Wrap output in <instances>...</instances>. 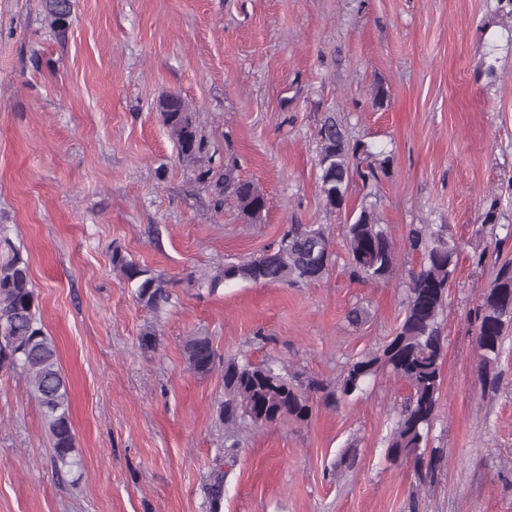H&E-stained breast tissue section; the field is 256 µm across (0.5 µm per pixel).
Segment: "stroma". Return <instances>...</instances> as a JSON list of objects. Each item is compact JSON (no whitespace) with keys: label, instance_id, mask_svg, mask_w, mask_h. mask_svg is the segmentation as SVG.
Returning a JSON list of instances; mask_svg holds the SVG:
<instances>
[{"label":"stroma","instance_id":"35a3bbf8","mask_svg":"<svg viewBox=\"0 0 512 512\" xmlns=\"http://www.w3.org/2000/svg\"><path fill=\"white\" fill-rule=\"evenodd\" d=\"M384 88L383 107L372 103ZM183 97L215 170L233 164L267 197L260 223L216 206L180 159L158 103ZM385 148L390 173L348 201L376 200L396 242L385 282L352 279L346 211L318 194L324 113ZM475 266L472 227L491 199ZM0 224L29 262L40 318L69 384L76 463L63 477L21 373L0 372V512H512V333L498 383L482 387L474 309L512 259V16L497 0H75L62 30L44 0H0ZM321 224L336 245L315 284L191 278L258 257L287 225ZM412 224H447L463 249L445 312L431 482L386 458L409 388L390 371L338 409L244 434L226 453L221 370L192 372L187 336L219 356L281 361L335 385L403 319ZM173 283L160 318L112 269L113 248ZM363 308L350 324L351 308ZM153 331L156 345L142 336ZM356 464L343 471L344 456ZM206 495L210 512H220L224 499V472L220 468L214 470L210 482L206 485Z\"/></svg>","mask_w":512,"mask_h":512}]
</instances>
